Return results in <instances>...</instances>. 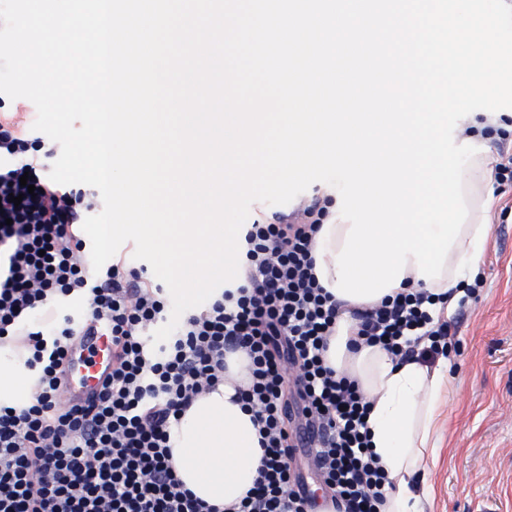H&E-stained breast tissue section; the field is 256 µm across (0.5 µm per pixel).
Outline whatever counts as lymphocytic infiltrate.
<instances>
[{"label": "lymphocytic infiltrate", "mask_w": 512, "mask_h": 512, "mask_svg": "<svg viewBox=\"0 0 512 512\" xmlns=\"http://www.w3.org/2000/svg\"><path fill=\"white\" fill-rule=\"evenodd\" d=\"M32 148L25 131L0 123V346L26 345L38 374L23 407L0 406V512H219L179 480L170 431L238 353L251 378L239 398L264 455L233 512H312L291 461L297 432L314 427L309 457L336 512H381L389 478L369 449V403L356 380L324 361L340 306L314 273V240L328 216L320 198L247 225L236 289L183 316L156 346L152 334L168 321L163 287L119 263L88 271L76 228L99 192L41 179ZM75 294L90 320L109 327L112 371L93 398L72 403L62 394L66 353L84 325L59 303ZM435 300L405 288L354 310L359 342L401 361L447 354L451 326L433 321Z\"/></svg>", "instance_id": "f902f5d3"}]
</instances>
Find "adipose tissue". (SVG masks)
Instances as JSON below:
<instances>
[{"instance_id":"obj_1","label":"adipose tissue","mask_w":512,"mask_h":512,"mask_svg":"<svg viewBox=\"0 0 512 512\" xmlns=\"http://www.w3.org/2000/svg\"><path fill=\"white\" fill-rule=\"evenodd\" d=\"M484 159L481 153L473 156L472 166L463 176V199L469 214L441 278L419 279L416 264L406 265L405 280L447 294L446 304L433 308L437 317H452L464 275L477 274L483 260L489 237L486 213L493 203L486 187ZM345 306L347 312L337 320L330 338L327 362L337 372L357 379L369 398L370 448L392 482L382 512H424L430 492L419 475L426 467L431 436L442 414L448 363L441 360L430 366L416 359L400 363L379 347L351 349L356 322L349 311L357 303L349 300ZM246 364L244 356L228 357L227 380L197 398L170 435L178 478L198 498L222 512L239 503L253 486L263 456L252 414L237 393L247 381ZM36 376L15 353L0 349L1 403L17 404L31 391Z\"/></svg>"}]
</instances>
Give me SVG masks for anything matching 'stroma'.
<instances>
[{
  "instance_id": "obj_1",
  "label": "stroma",
  "mask_w": 512,
  "mask_h": 512,
  "mask_svg": "<svg viewBox=\"0 0 512 512\" xmlns=\"http://www.w3.org/2000/svg\"><path fill=\"white\" fill-rule=\"evenodd\" d=\"M480 286L451 319V391L426 512H512V186L494 185Z\"/></svg>"
}]
</instances>
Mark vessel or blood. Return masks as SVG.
Segmentation results:
<instances>
[{"label": "vessel or blood", "instance_id": "1", "mask_svg": "<svg viewBox=\"0 0 512 512\" xmlns=\"http://www.w3.org/2000/svg\"><path fill=\"white\" fill-rule=\"evenodd\" d=\"M70 365L66 373L70 395L88 397L98 387L103 374L112 367V338L104 329H93L77 337L69 353Z\"/></svg>", "mask_w": 512, "mask_h": 512}]
</instances>
